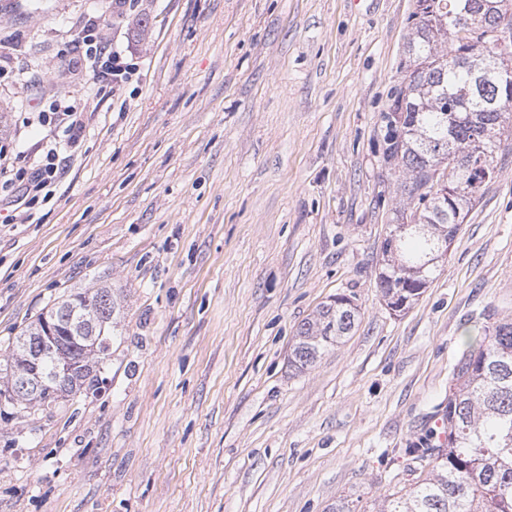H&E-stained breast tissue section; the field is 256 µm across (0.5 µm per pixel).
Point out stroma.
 I'll return each mask as SVG.
<instances>
[{"label": "stroma", "mask_w": 512, "mask_h": 512, "mask_svg": "<svg viewBox=\"0 0 512 512\" xmlns=\"http://www.w3.org/2000/svg\"><path fill=\"white\" fill-rule=\"evenodd\" d=\"M415 0H0V146L75 96L85 137L47 198L0 188V360L55 299L112 288L96 396L10 416L0 512H354L392 492L466 338L512 318V151L404 311L376 286L400 196L381 114L405 88ZM139 61L89 98L91 19ZM360 317L312 367L299 326ZM358 317L359 311L352 300L336 295L299 327L291 352L292 362L301 369L313 366L329 347L353 331Z\"/></svg>", "instance_id": "obj_1"}]
</instances>
